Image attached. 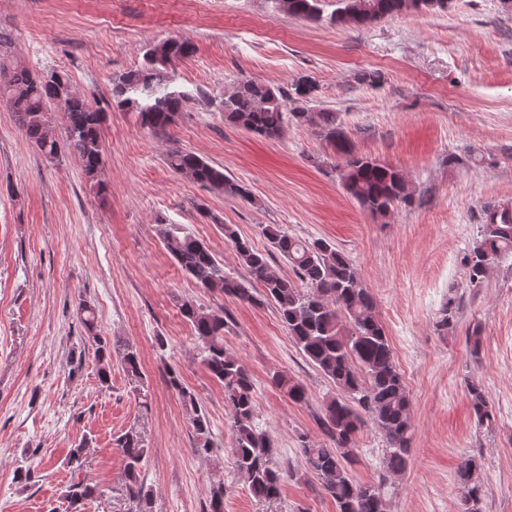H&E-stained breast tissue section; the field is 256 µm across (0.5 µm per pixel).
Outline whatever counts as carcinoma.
<instances>
[{
    "label": "carcinoma",
    "mask_w": 512,
    "mask_h": 512,
    "mask_svg": "<svg viewBox=\"0 0 512 512\" xmlns=\"http://www.w3.org/2000/svg\"><path fill=\"white\" fill-rule=\"evenodd\" d=\"M275 8L297 18L319 22L323 19L342 28H361L406 10L421 12L448 10L449 0H335L336 9L324 17V0H273ZM195 46L182 39H165L144 54L139 68L113 80L112 107L132 112L139 124L154 132L166 130L189 103L192 92L175 84L170 70L173 62L187 59ZM0 102L6 103L25 137L43 157L53 161L69 152L80 160L90 191L97 197L108 192L101 179L104 165L100 130L106 113L91 106L77 94L69 76L53 71L34 75L21 61L0 57ZM316 86L301 79L284 89L254 79H241L224 91L219 102L224 122L265 139L280 138L286 126H312L339 159L343 190L360 208L376 218L389 217L399 206L412 203L409 180L396 167L356 152L337 118L328 109L309 106ZM169 167L182 177L227 196L252 201L248 189L224 174V169L200 155L174 149L167 155ZM213 223L224 231L234 248L238 264L248 278L240 279L224 270L203 241L176 224L161 229L163 246L197 287L218 291L241 303L272 304L289 338L325 377L339 395L326 401L319 426L331 446L300 439L307 472L315 475L322 489L336 503V512H386L384 483L362 484L351 474L358 456L357 438L366 422L386 439L383 468L397 476L408 465L410 452V399L385 328L376 313V302L351 260L325 238L303 240L288 234L279 224L264 228L263 234L295 268L301 285L279 276L268 257L257 250L231 225L217 217ZM512 254V204L484 209L483 223L472 248L463 257L470 283H480L496 261ZM182 316L194 328L201 342V363L211 378L224 388L229 410L233 444L230 448L234 475L241 478L256 498L279 496L284 479L293 475L276 462L277 448L270 435L255 421V385L252 374L224 347V311H205L195 304H180ZM455 296L438 310L436 330L445 332L454 323ZM88 343L101 363L99 381L110 379L112 354L120 356L125 369L139 373V359L132 347L100 335L94 307L86 300L78 305ZM273 386L296 403L307 400L302 384L275 373ZM168 386L182 398L194 434L193 452L210 457L224 442L212 432L210 419L197 397L185 388L177 373L168 376ZM470 404L477 423L491 422L492 411L485 390L467 384ZM124 459L126 489L135 512H154L151 490L141 479V464L147 449L140 437L127 432L119 439ZM89 441L70 449L68 464L79 470L85 463ZM478 461L468 456L457 467L458 512H482L483 487L477 480ZM97 494V487L83 482L69 486L66 499L70 512H83L84 501ZM209 512H224V483L210 489Z\"/></svg>",
    "instance_id": "cac0c4a2"
}]
</instances>
